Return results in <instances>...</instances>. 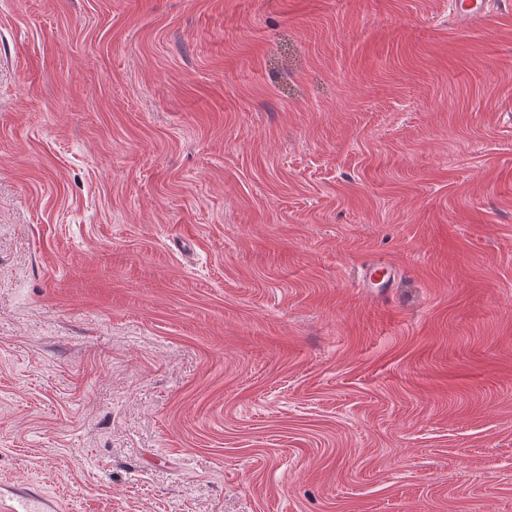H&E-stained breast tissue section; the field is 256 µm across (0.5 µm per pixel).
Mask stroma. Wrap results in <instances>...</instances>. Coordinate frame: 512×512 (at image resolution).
<instances>
[{"instance_id":"obj_1","label":"stroma","mask_w":512,"mask_h":512,"mask_svg":"<svg viewBox=\"0 0 512 512\" xmlns=\"http://www.w3.org/2000/svg\"><path fill=\"white\" fill-rule=\"evenodd\" d=\"M31 482L512 512V0H0V486ZM485 0H456L449 1L455 12L454 19L461 21H477L486 16Z\"/></svg>"}]
</instances>
